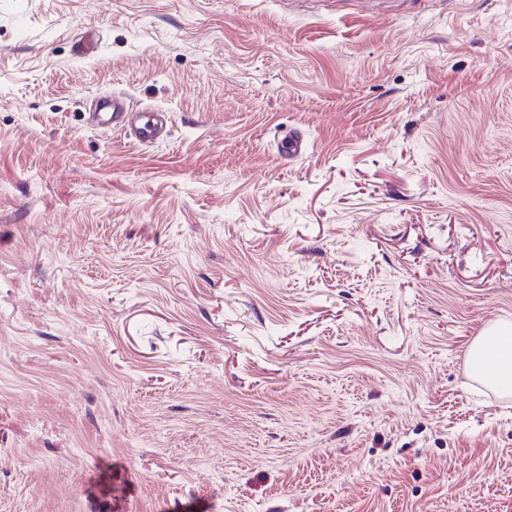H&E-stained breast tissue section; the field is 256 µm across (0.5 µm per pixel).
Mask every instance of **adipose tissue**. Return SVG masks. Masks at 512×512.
<instances>
[{
    "label": "adipose tissue",
    "instance_id": "ef3b65f1",
    "mask_svg": "<svg viewBox=\"0 0 512 512\" xmlns=\"http://www.w3.org/2000/svg\"><path fill=\"white\" fill-rule=\"evenodd\" d=\"M472 373L504 394H512V324L491 329L479 339L469 357Z\"/></svg>",
    "mask_w": 512,
    "mask_h": 512
}]
</instances>
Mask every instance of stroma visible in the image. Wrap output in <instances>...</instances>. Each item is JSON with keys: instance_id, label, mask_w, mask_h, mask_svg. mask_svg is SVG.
<instances>
[{"instance_id": "35a3bbf8", "label": "stroma", "mask_w": 512, "mask_h": 512, "mask_svg": "<svg viewBox=\"0 0 512 512\" xmlns=\"http://www.w3.org/2000/svg\"><path fill=\"white\" fill-rule=\"evenodd\" d=\"M505 322L512 0H0V512H512ZM95 126L103 130H121L142 145H150L166 134L169 116L163 110L142 112L134 109L127 98L112 94L98 100ZM491 340L480 338L472 347V373L504 394H512V324H502L489 332Z\"/></svg>"}]
</instances>
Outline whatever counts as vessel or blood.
I'll list each match as a JSON object with an SVG mask.
<instances>
[{
    "instance_id": "1",
    "label": "vessel or blood",
    "mask_w": 512,
    "mask_h": 512,
    "mask_svg": "<svg viewBox=\"0 0 512 512\" xmlns=\"http://www.w3.org/2000/svg\"><path fill=\"white\" fill-rule=\"evenodd\" d=\"M95 125L103 130H121L143 145L158 141L167 132V112H142L134 109L127 98L116 94L98 100Z\"/></svg>"
}]
</instances>
